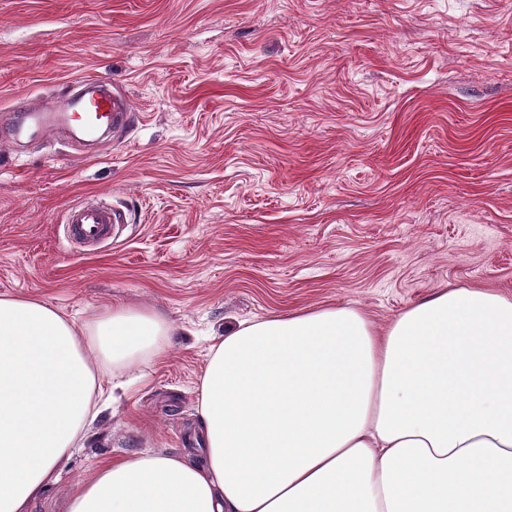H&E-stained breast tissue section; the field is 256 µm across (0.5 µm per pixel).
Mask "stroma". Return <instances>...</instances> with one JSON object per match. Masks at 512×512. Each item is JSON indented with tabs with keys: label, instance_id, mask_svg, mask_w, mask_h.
Segmentation results:
<instances>
[{
	"label": "stroma",
	"instance_id": "35a3bbf8",
	"mask_svg": "<svg viewBox=\"0 0 512 512\" xmlns=\"http://www.w3.org/2000/svg\"><path fill=\"white\" fill-rule=\"evenodd\" d=\"M92 71L133 109L115 145H0V295L78 321L164 314L59 481L198 436L211 339L350 304L377 324L449 283L512 295V0H0V106ZM126 216L76 252L69 207Z\"/></svg>",
	"mask_w": 512,
	"mask_h": 512
}]
</instances>
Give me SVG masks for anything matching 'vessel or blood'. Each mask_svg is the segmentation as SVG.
Instances as JSON below:
<instances>
[{
  "label": "vessel or blood",
  "mask_w": 512,
  "mask_h": 512,
  "mask_svg": "<svg viewBox=\"0 0 512 512\" xmlns=\"http://www.w3.org/2000/svg\"><path fill=\"white\" fill-rule=\"evenodd\" d=\"M74 84L76 96L67 98L56 110L30 114L24 125L14 128L9 141L19 137L45 139L64 129L78 130L83 136H96L102 129L125 128L130 121L131 106L122 94L111 91L108 83L94 72H86ZM123 213L101 201L92 205H75L68 209L64 234L77 246L99 247L115 238L116 228L124 223Z\"/></svg>",
  "instance_id": "1"
}]
</instances>
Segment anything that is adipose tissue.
I'll list each match as a JSON object with an SVG mask.
<instances>
[{"instance_id":"obj_1","label":"adipose tissue","mask_w":512,"mask_h":512,"mask_svg":"<svg viewBox=\"0 0 512 512\" xmlns=\"http://www.w3.org/2000/svg\"><path fill=\"white\" fill-rule=\"evenodd\" d=\"M173 331L0 297V512L58 481L100 369L163 358ZM196 412L200 447L103 461L67 512H512V296L449 285L382 327L344 304L238 324Z\"/></svg>"}]
</instances>
